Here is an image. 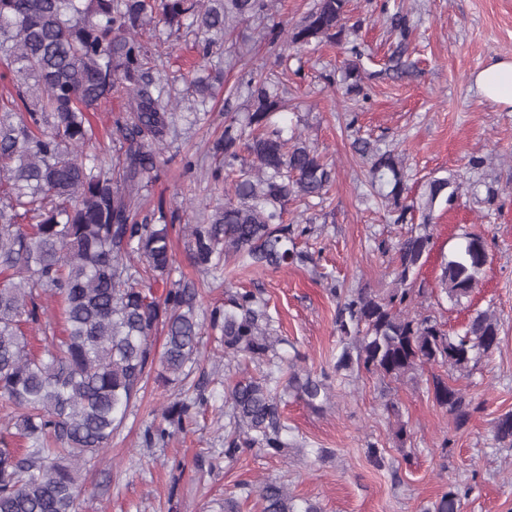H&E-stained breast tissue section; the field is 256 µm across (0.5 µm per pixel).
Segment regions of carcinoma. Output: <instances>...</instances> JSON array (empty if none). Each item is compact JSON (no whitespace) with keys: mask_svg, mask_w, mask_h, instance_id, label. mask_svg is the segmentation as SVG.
Listing matches in <instances>:
<instances>
[{"mask_svg":"<svg viewBox=\"0 0 512 512\" xmlns=\"http://www.w3.org/2000/svg\"><path fill=\"white\" fill-rule=\"evenodd\" d=\"M349 0H315L286 32L301 47L339 44L347 28ZM271 0H0V79L15 94L0 98V512H75L83 472L100 462L113 433L145 387L155 364L166 382L188 377L200 361L204 320L198 289L173 279L167 219L177 212L157 207L140 217L147 179L176 135L178 100L172 85L153 76L163 42L143 40L161 25L169 34L184 25L201 34L202 60L220 49L236 21L259 18ZM248 112L232 117L213 152L224 159V204L205 224H188L190 258L205 273L232 258L240 270L304 266L311 253L295 247L308 224L285 221L290 201L324 200L332 170L301 138H284L272 121L284 107L265 66H245L241 78ZM118 96L125 116L116 119L126 149L117 171L88 162L83 146L94 137L89 113ZM354 152L368 162L377 198L393 206L394 219L420 213L421 223L396 245V288L380 297L365 288L337 292L336 328L351 346L336 370L352 365L399 380L426 365L446 364L470 373L480 355L498 347L500 325L488 311L450 334L431 316L411 315L413 283L433 243L437 201L451 203L455 176L428 182L418 200L405 203L406 177L399 155L356 138ZM247 152L251 164L238 165ZM481 236L469 235L441 263L439 283L448 299L470 295L486 267ZM62 306L57 335L49 304ZM220 329L224 355L266 359L276 345L266 306L248 290L229 295L209 312ZM165 331L161 353L151 334ZM317 406L327 384L310 376L287 380L271 369L237 381L228 392L232 430L224 456L258 447L272 456L287 443L278 417L283 384ZM434 402L457 426L468 423L469 403L448 379L432 377ZM196 399L173 401L163 418L146 426V447L186 431ZM495 441L512 447V411L494 422ZM262 512H319L298 503L288 488L265 482ZM459 492L444 493L433 512H461Z\"/></svg>","mask_w":512,"mask_h":512,"instance_id":"1","label":"carcinoma"}]
</instances>
